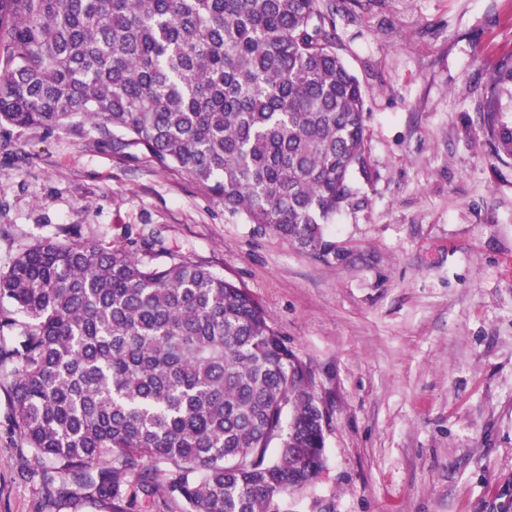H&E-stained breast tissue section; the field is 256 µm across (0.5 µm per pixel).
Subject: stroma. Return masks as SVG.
I'll return each instance as SVG.
<instances>
[{
	"instance_id": "35a3bbf8",
	"label": "stroma",
	"mask_w": 512,
	"mask_h": 512,
	"mask_svg": "<svg viewBox=\"0 0 512 512\" xmlns=\"http://www.w3.org/2000/svg\"><path fill=\"white\" fill-rule=\"evenodd\" d=\"M341 55L366 90L374 179L318 257L94 131H0V269L67 229L164 248L246 288L324 415V468L283 512H490L512 485V165L479 103L512 0H358ZM0 385V512H115L41 487Z\"/></svg>"
}]
</instances>
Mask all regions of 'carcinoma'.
I'll return each mask as SVG.
<instances>
[{"instance_id":"1","label":"carcinoma","mask_w":512,"mask_h":512,"mask_svg":"<svg viewBox=\"0 0 512 512\" xmlns=\"http://www.w3.org/2000/svg\"><path fill=\"white\" fill-rule=\"evenodd\" d=\"M341 0H0V129L90 126L326 257L373 180ZM483 132L512 160V58ZM157 238H45L0 270V379L48 486L119 512H281L324 465L308 371L250 294Z\"/></svg>"}]
</instances>
